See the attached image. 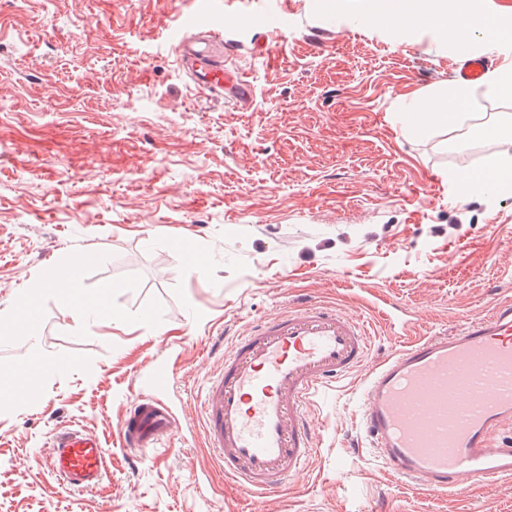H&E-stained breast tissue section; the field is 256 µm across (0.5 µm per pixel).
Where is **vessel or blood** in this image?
Returning a JSON list of instances; mask_svg holds the SVG:
<instances>
[{
	"label": "vessel or blood",
	"instance_id": "b4317fda",
	"mask_svg": "<svg viewBox=\"0 0 512 512\" xmlns=\"http://www.w3.org/2000/svg\"><path fill=\"white\" fill-rule=\"evenodd\" d=\"M199 0L184 15L179 64L215 98L232 88L252 95L238 71L211 44L215 28L233 21ZM368 325L334 305L306 301L252 323L224 354L201 404L203 431L226 481L245 492H279L317 451L311 403L317 393L365 364ZM174 380L159 367L119 421L124 447L161 448L179 420L163 398ZM512 301L452 331L408 342L365 380L359 428L365 447L405 483L455 495L463 479L512 477ZM107 450L85 430L67 428L49 444L46 464L72 489L94 488L105 476Z\"/></svg>",
	"mask_w": 512,
	"mask_h": 512
}]
</instances>
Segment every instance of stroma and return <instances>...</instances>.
I'll return each mask as SVG.
<instances>
[{
  "label": "stroma",
  "instance_id": "35a3bbf8",
  "mask_svg": "<svg viewBox=\"0 0 512 512\" xmlns=\"http://www.w3.org/2000/svg\"><path fill=\"white\" fill-rule=\"evenodd\" d=\"M363 0H244L224 31L247 104L197 92L177 61L190 0H0V308L49 264L92 249L76 321L43 293L32 327L50 358L30 402L0 406V512H512V479L441 495L360 445L361 378L312 407L318 451L269 497L224 479L202 431L206 382L243 328L304 300L366 320L369 365L408 340L512 300V193L460 197L455 176L499 156L512 99L475 95L459 122L405 133L471 55L422 28L363 24ZM182 424L162 454L125 448L119 420L153 366ZM105 444L94 489L60 484L51 437Z\"/></svg>",
  "mask_w": 512,
  "mask_h": 512
}]
</instances>
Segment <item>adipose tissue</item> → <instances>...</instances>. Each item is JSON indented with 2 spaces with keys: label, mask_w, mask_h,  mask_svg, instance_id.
Listing matches in <instances>:
<instances>
[{
  "label": "adipose tissue",
  "mask_w": 512,
  "mask_h": 512,
  "mask_svg": "<svg viewBox=\"0 0 512 512\" xmlns=\"http://www.w3.org/2000/svg\"><path fill=\"white\" fill-rule=\"evenodd\" d=\"M369 21L383 28H412L422 24L444 33L460 47L469 46L477 39L495 47L512 43L507 39L512 32V17L493 11L489 0H385L384 5L370 15ZM476 91L488 98L511 95L512 65L495 71L479 88L454 83L445 88L437 101L415 99L411 107L401 112L400 124L408 133H423L433 127L454 124L459 119L461 105ZM98 260L96 251L80 252L70 257L65 265L54 267L51 275L42 277L39 288L44 292L66 294L77 321L96 319L99 304L78 294L77 280L81 269Z\"/></svg>",
  "instance_id": "adipose-tissue-1"
}]
</instances>
